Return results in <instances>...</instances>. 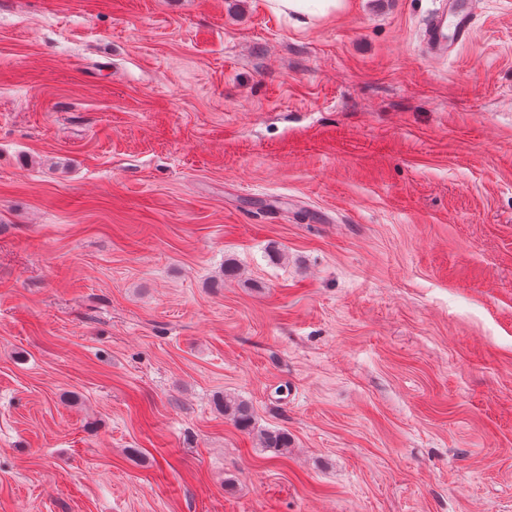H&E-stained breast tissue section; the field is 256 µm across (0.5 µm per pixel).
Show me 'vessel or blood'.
<instances>
[{"label": "vessel or blood", "mask_w": 512, "mask_h": 512, "mask_svg": "<svg viewBox=\"0 0 512 512\" xmlns=\"http://www.w3.org/2000/svg\"><path fill=\"white\" fill-rule=\"evenodd\" d=\"M477 0H443L423 30L428 56L445 57L474 36Z\"/></svg>", "instance_id": "obj_1"}]
</instances>
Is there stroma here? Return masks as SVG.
<instances>
[{
	"instance_id": "obj_1",
	"label": "stroma",
	"mask_w": 512,
	"mask_h": 512,
	"mask_svg": "<svg viewBox=\"0 0 512 512\" xmlns=\"http://www.w3.org/2000/svg\"><path fill=\"white\" fill-rule=\"evenodd\" d=\"M438 7L0 0V512H512V0ZM281 12L295 14H324L329 7L336 6L335 0H270ZM477 0H443L441 8L423 30V46L429 57H446L474 36ZM224 417L238 430L251 433L254 420L252 406L245 400L230 394L224 395L222 402Z\"/></svg>"
}]
</instances>
